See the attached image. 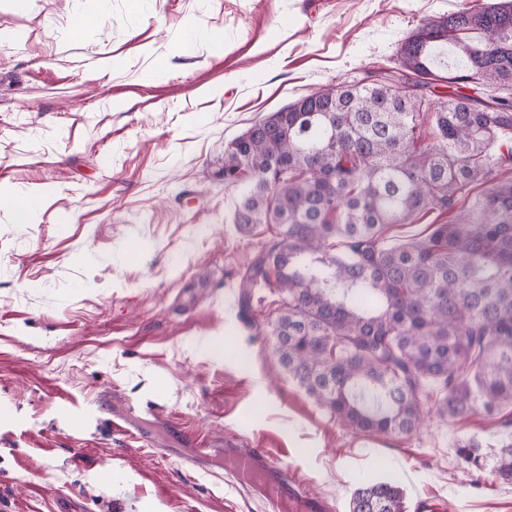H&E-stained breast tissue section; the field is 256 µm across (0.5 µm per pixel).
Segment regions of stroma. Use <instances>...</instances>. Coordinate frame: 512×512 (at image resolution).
<instances>
[{"label":"stroma","mask_w":512,"mask_h":512,"mask_svg":"<svg viewBox=\"0 0 512 512\" xmlns=\"http://www.w3.org/2000/svg\"><path fill=\"white\" fill-rule=\"evenodd\" d=\"M480 2L0 0V185L47 193L29 224L0 205V512H263L229 439L332 512L387 475L410 508L512 512V484L457 454L494 445L498 418L371 435L282 373L276 295L256 328L237 316L235 275L270 230H236L224 183L252 124L395 65L427 19ZM227 455L233 471L244 481H249L255 473L267 472L270 468L269 459L262 448H251L244 454L239 453L236 448H227Z\"/></svg>","instance_id":"1"}]
</instances>
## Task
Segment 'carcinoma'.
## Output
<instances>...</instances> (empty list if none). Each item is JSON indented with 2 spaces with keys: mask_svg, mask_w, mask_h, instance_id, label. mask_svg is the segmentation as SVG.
I'll list each match as a JSON object with an SVG mask.
<instances>
[{
  "mask_svg": "<svg viewBox=\"0 0 512 512\" xmlns=\"http://www.w3.org/2000/svg\"><path fill=\"white\" fill-rule=\"evenodd\" d=\"M512 0L427 19L397 66L270 113L224 149L241 187L234 224L272 226L239 274V317L279 296L271 322L288 376L342 424L409 434L424 410L464 419L509 409L496 448L458 453L512 483ZM491 187L472 199L471 186ZM423 238L389 226L451 213ZM350 512H406L395 477L364 482Z\"/></svg>",
  "mask_w": 512,
  "mask_h": 512,
  "instance_id": "obj_1",
  "label": "carcinoma"
}]
</instances>
